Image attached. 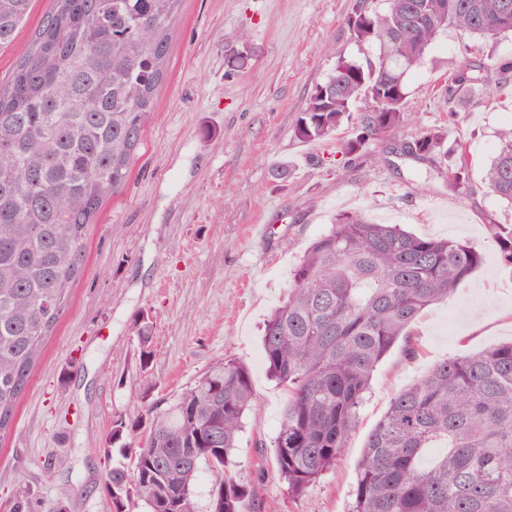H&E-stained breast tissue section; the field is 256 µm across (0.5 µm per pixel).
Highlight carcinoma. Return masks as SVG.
Here are the masks:
<instances>
[{"instance_id": "cac0c4a2", "label": "carcinoma", "mask_w": 512, "mask_h": 512, "mask_svg": "<svg viewBox=\"0 0 512 512\" xmlns=\"http://www.w3.org/2000/svg\"><path fill=\"white\" fill-rule=\"evenodd\" d=\"M180 0H54L10 81L0 85V432L38 362L44 340L82 273L83 242L102 203L126 185L164 79L169 31ZM31 0H0V50ZM359 18L350 25V18ZM485 42L512 33V0H354L350 39L378 53L338 57L294 126L303 142L325 141L359 99H380L358 116L343 154L360 151L404 122L407 76L425 65L442 32ZM512 73L466 60L445 85L487 84ZM406 153L441 163L446 135L428 128ZM448 189L470 190L466 145L453 150ZM512 204V132L485 176ZM512 264V224H487ZM469 245L417 236L362 215H340L297 265L286 300L267 318L263 351L288 401L273 440L288 493L300 496L341 458L378 363L399 342L415 354L409 328L448 299L480 266ZM149 364L150 327L139 328ZM255 399L247 368L214 366L166 407L120 420L111 444L137 442L132 466L112 465V487L146 512H199L202 467L220 475L212 512H245L253 494L232 456ZM350 512H512V341L436 362L396 392L369 433Z\"/></svg>"}]
</instances>
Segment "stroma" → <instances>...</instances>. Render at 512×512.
Instances as JSON below:
<instances>
[{
	"instance_id": "obj_1",
	"label": "stroma",
	"mask_w": 512,
	"mask_h": 512,
	"mask_svg": "<svg viewBox=\"0 0 512 512\" xmlns=\"http://www.w3.org/2000/svg\"><path fill=\"white\" fill-rule=\"evenodd\" d=\"M353 0H182L165 77L123 191L102 204L84 239L83 272L44 342L10 428L0 433V512L28 495L33 512H112L103 490L112 424L165 406L210 367L244 365L256 394L235 458L256 484L247 512H349L366 437L394 393L434 363L512 340V265L487 224H512V205L484 174L512 129V76L447 96L443 88L476 38L440 34L407 77L405 120L393 134L342 154L354 123L317 157L296 119L337 57L372 49L350 40ZM32 0L0 81L51 11ZM429 127L465 143L473 192L452 193L429 162L402 156ZM400 224L416 235L469 243L481 266L410 328L414 359L394 346L377 366L344 455L305 494L289 496L271 442L287 393L270 379L263 325L288 292L307 248L338 215ZM266 224L267 236L251 227ZM153 355L139 361L138 329Z\"/></svg>"
}]
</instances>
